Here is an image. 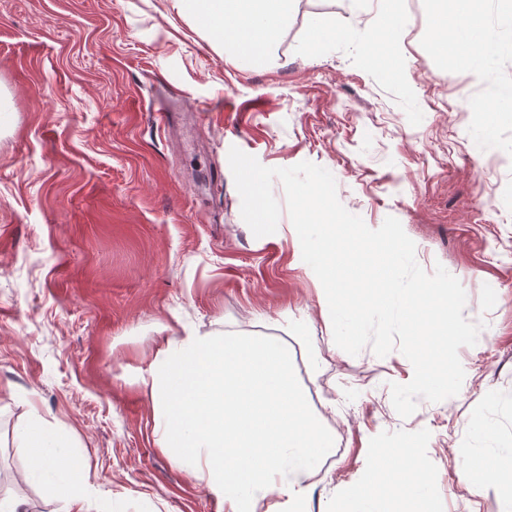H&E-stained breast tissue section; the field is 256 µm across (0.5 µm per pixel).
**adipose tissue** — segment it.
Here are the masks:
<instances>
[{
    "label": "adipose tissue",
    "mask_w": 512,
    "mask_h": 512,
    "mask_svg": "<svg viewBox=\"0 0 512 512\" xmlns=\"http://www.w3.org/2000/svg\"><path fill=\"white\" fill-rule=\"evenodd\" d=\"M289 0H174L178 13L197 18L251 59L269 56L288 17ZM485 25L473 15L463 26L439 18L438 41L464 47L469 67L489 74V61L512 54V37H479ZM299 368L287 341L242 334L215 336L191 327L164 337L154 360L137 380L152 406L154 441L185 468L217 502L219 512H305L335 438L310 409ZM19 438L31 459L27 481L54 489L76 504L82 474L68 441L31 421ZM476 454L470 474L495 471L512 481V448L497 432H474ZM407 448H388L352 501L349 512H382L378 488L394 473L422 474Z\"/></svg>",
    "instance_id": "obj_1"
}]
</instances>
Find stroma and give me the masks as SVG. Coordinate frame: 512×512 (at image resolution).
Segmentation results:
<instances>
[{
    "label": "stroma",
    "mask_w": 512,
    "mask_h": 512,
    "mask_svg": "<svg viewBox=\"0 0 512 512\" xmlns=\"http://www.w3.org/2000/svg\"><path fill=\"white\" fill-rule=\"evenodd\" d=\"M498 9L292 0L276 57L243 64L173 0H0V469L13 475L0 496L69 512L24 479L19 432L36 416L81 459L84 512H217L155 444L134 375L182 326L271 338L288 314L311 342L298 365L317 363L310 408L336 438L309 512H341L378 448L421 457L438 512H512L500 480L458 479L477 426L512 446V112L499 109L512 57L480 78L434 35L437 14L491 24ZM390 16L400 76L362 51ZM482 124L492 146L474 136ZM233 147L326 168L349 212L375 228L395 217L426 272L459 280L463 317L484 327L458 352V395L401 418L400 351L327 346L288 213L261 238L241 217Z\"/></svg>",
    "instance_id": "35a3bbf8"
}]
</instances>
